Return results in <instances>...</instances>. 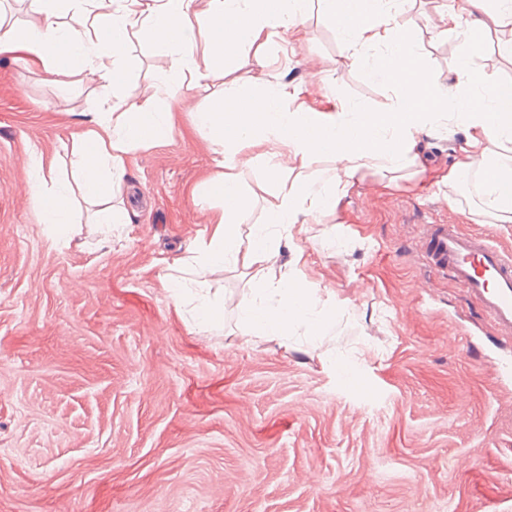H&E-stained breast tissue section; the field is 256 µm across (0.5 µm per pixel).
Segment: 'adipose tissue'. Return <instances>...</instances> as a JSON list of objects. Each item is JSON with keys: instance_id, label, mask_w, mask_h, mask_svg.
<instances>
[{"instance_id": "obj_1", "label": "adipose tissue", "mask_w": 512, "mask_h": 512, "mask_svg": "<svg viewBox=\"0 0 512 512\" xmlns=\"http://www.w3.org/2000/svg\"><path fill=\"white\" fill-rule=\"evenodd\" d=\"M320 4L336 25L348 60L388 84L393 104L384 112L357 113L346 101L331 97L321 108H307L299 86L280 84L246 98L228 92L211 108L193 113V124L214 146L220 170L204 195L223 200L212 213V232L192 265L195 309L202 325L221 320V309L209 296L210 283L233 267L258 275L253 297L237 305L242 335L285 341L300 331L309 340L319 339L336 310L322 301L301 268L275 276L282 242L291 239L299 215L335 209L364 171H376L393 182L423 173V136L449 122L464 129L466 141L459 160L437 175L436 184L451 200L461 173L493 171L495 183L479 186V213L500 224L512 223V84L483 78L485 45L480 41L489 25L512 30V0H456L455 6L435 14L431 24L438 35L452 33L458 39V93L452 98L443 93L440 75L421 53L413 32L397 22L402 0ZM63 6L71 13L65 27L57 15ZM308 7L309 0H209L202 11L196 0H31L23 28L0 18V54L42 69L64 89L88 78L102 89L114 87L131 35L149 33L167 48L160 76L145 97L103 99L93 125L72 148L77 161L71 183L40 196L49 236L57 240L76 232L71 204L77 196L98 202V223H125L124 210L111 205L112 187L122 181L132 150L171 137L165 108L189 90L186 73L205 79L193 54L196 35L205 37L204 57L210 64L248 52L262 68L272 36L281 29L297 32ZM253 147L261 148V160L280 184L263 222L244 235L246 163L241 155ZM285 156L296 170L288 181L282 178ZM318 156L327 159V167L311 169Z\"/></svg>"}]
</instances>
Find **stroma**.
<instances>
[{
    "label": "stroma",
    "mask_w": 512,
    "mask_h": 512,
    "mask_svg": "<svg viewBox=\"0 0 512 512\" xmlns=\"http://www.w3.org/2000/svg\"><path fill=\"white\" fill-rule=\"evenodd\" d=\"M448 0H407L397 20L452 86L455 35L429 19ZM304 36L273 37L268 65L248 55L209 70L172 108L173 133L131 152L116 201L130 221L105 236L53 241L29 197L32 156L71 168L68 146L95 119L93 82L64 91L0 54V512H512V356L449 277L424 272L411 244L446 220L512 251V224L469 213L430 179L386 188L368 171L332 211L305 217L281 248L336 309L322 340L241 335L235 305L253 283L228 269L212 284L224 323L197 325L164 275L202 242L200 202L213 145L192 115L232 89L244 95L317 81L322 93L381 111L393 97L343 63L334 24L311 7ZM166 53L132 38L119 95H143ZM277 182L260 159L245 174L247 221ZM364 381L351 387L331 360Z\"/></svg>",
    "instance_id": "35a3bbf8"
}]
</instances>
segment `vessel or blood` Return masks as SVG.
I'll list each match as a JSON object with an SVG mask.
<instances>
[{
	"label": "vessel or blood",
	"mask_w": 512,
	"mask_h": 512,
	"mask_svg": "<svg viewBox=\"0 0 512 512\" xmlns=\"http://www.w3.org/2000/svg\"><path fill=\"white\" fill-rule=\"evenodd\" d=\"M425 267L449 275L502 335L512 338V254L459 225L423 224L414 247Z\"/></svg>",
	"instance_id": "b4317fda"
}]
</instances>
